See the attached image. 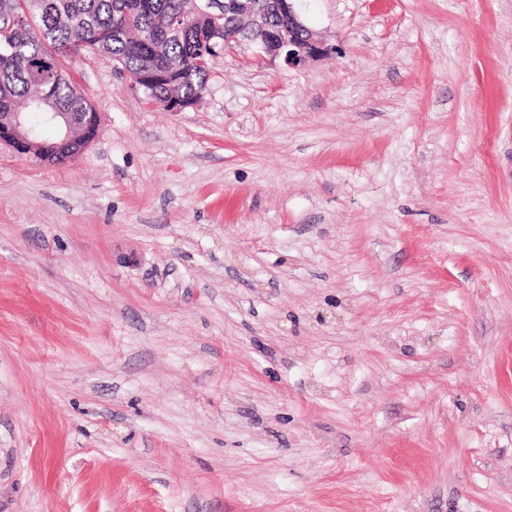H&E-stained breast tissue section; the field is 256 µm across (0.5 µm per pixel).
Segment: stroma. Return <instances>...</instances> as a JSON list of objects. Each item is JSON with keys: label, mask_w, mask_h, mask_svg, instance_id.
<instances>
[{"label": "stroma", "mask_w": 512, "mask_h": 512, "mask_svg": "<svg viewBox=\"0 0 512 512\" xmlns=\"http://www.w3.org/2000/svg\"><path fill=\"white\" fill-rule=\"evenodd\" d=\"M202 101L67 58L0 145V512H512V0H296Z\"/></svg>", "instance_id": "35a3bbf8"}]
</instances>
